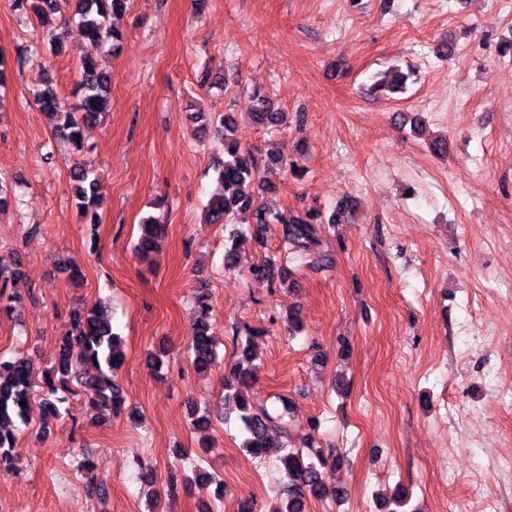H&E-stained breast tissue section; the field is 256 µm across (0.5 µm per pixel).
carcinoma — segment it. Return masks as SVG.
Returning a JSON list of instances; mask_svg holds the SVG:
<instances>
[{
  "instance_id": "carcinoma-1",
  "label": "carcinoma",
  "mask_w": 512,
  "mask_h": 512,
  "mask_svg": "<svg viewBox=\"0 0 512 512\" xmlns=\"http://www.w3.org/2000/svg\"><path fill=\"white\" fill-rule=\"evenodd\" d=\"M125 0H38L32 7L40 19L47 23L52 15L63 9L74 8L79 16L76 34L93 42H110L116 46L122 33L115 27L113 17L123 12ZM111 83L105 72L93 59L81 63V76L73 92L79 105L68 106L60 97L54 82L46 75L35 83V103L47 112L53 121L56 136L63 143L75 148L84 145L86 132L105 112ZM253 116L261 126L284 123L285 116L276 112L270 100L262 95L254 96ZM203 119L201 128L212 126L224 133V162L218 172L220 188L212 195L207 205V216L213 224H230L238 215H247L254 224L272 221L285 225V239L295 249L309 250L321 245L315 235L313 224L319 214L308 211L302 215L291 213L270 214L261 205L255 204V188L258 181V166L252 151L242 146L233 137L235 120L226 114L216 120L199 115ZM92 171L81 168L72 180L80 213L88 215L98 197L99 183L91 177ZM142 233L133 246L140 258L158 253L166 236L167 227L155 218L142 221ZM212 307L204 297L197 299V325L188 342V352L198 369H207L216 362L217 340L211 328ZM59 371L66 376L74 373L83 391L89 395L92 407L100 411L118 412L123 397L113 374L124 362L121 338L113 332L108 316L96 308L71 314L69 326L63 333L59 352ZM91 362L97 368L96 375L84 379L77 368ZM259 366H243L234 363L229 377L237 383L232 396L224 397V408L239 412L238 420L243 437L242 448L256 457L266 453L271 435L288 437L292 426V409L288 398L277 396V404L250 398L247 388L255 381ZM38 374L30 361L23 357L11 360L0 359V475H10L19 469L16 454V434L19 425L28 423L33 388ZM280 470L286 483L283 486L281 505L266 512H303L306 499L313 497L341 496L339 490L327 486L325 472L328 458L322 452L305 456L300 450H290L279 459Z\"/></svg>"
}]
</instances>
